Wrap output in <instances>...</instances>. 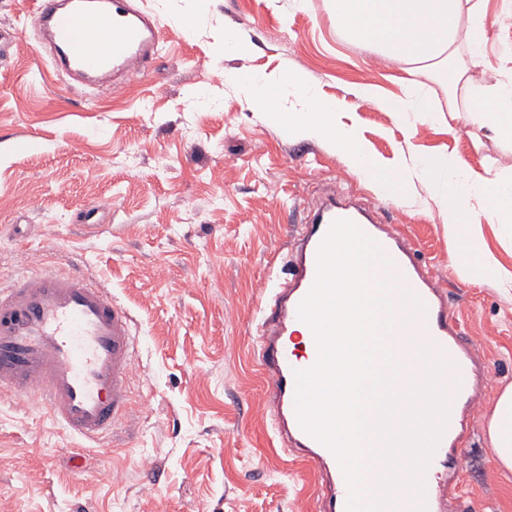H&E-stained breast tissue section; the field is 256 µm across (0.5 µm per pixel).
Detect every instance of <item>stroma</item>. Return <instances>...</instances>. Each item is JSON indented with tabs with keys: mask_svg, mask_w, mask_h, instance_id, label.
I'll use <instances>...</instances> for the list:
<instances>
[{
	"mask_svg": "<svg viewBox=\"0 0 512 512\" xmlns=\"http://www.w3.org/2000/svg\"><path fill=\"white\" fill-rule=\"evenodd\" d=\"M163 29L150 77L124 97L75 89L34 33L22 32L32 0H0V28L18 42L0 50V286L19 264L49 265L51 249L80 258L133 314L141 339L132 386L134 433L86 443L48 410L0 396V512H314L318 478L290 465L269 423L267 387L253 359L252 323L270 271L285 275L284 228L317 185L361 195L404 226L490 368L480 416L462 461L467 512H512L483 415L512 382V298L452 268L434 186L405 183L398 205L316 138H291L253 111L236 77L292 73L335 103L382 162L447 155L477 172L512 173V140L495 141L465 112H452L447 78L404 71L337 29L328 0H142ZM479 61L470 75L503 78L512 52V0H485ZM248 49L228 52L226 35ZM396 98L417 90L433 118L407 133L386 110L358 103L355 86ZM100 203V229L78 221ZM468 223L512 269V240L470 200Z\"/></svg>",
	"mask_w": 512,
	"mask_h": 512,
	"instance_id": "35a3bbf8",
	"label": "stroma"
}]
</instances>
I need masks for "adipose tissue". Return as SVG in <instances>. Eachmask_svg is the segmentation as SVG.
Segmentation results:
<instances>
[{
  "label": "adipose tissue",
  "instance_id": "obj_1",
  "mask_svg": "<svg viewBox=\"0 0 512 512\" xmlns=\"http://www.w3.org/2000/svg\"><path fill=\"white\" fill-rule=\"evenodd\" d=\"M338 28L374 44L382 58L448 74L466 92L465 110L493 140L512 139V78L493 83L455 65L458 41L477 52L485 36L482 0H331ZM487 435L504 478L512 477V384L493 398Z\"/></svg>",
  "mask_w": 512,
  "mask_h": 512
}]
</instances>
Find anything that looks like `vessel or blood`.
Here are the masks:
<instances>
[{"instance_id":"b4317fda","label":"vessel or blood","mask_w":512,"mask_h":512,"mask_svg":"<svg viewBox=\"0 0 512 512\" xmlns=\"http://www.w3.org/2000/svg\"><path fill=\"white\" fill-rule=\"evenodd\" d=\"M28 27L52 46V64L78 76L88 89L113 91L147 76L163 34L157 18L136 0H34ZM353 223L395 263V276L424 304L412 321L415 335L435 345L449 362L452 399L447 429L424 474L426 512H455L463 477L456 464L474 421V361L459 317L438 287L430 266L392 223H380L347 193L327 189L288 232V276L270 280L254 321L260 370L270 396L271 427L289 455L322 469L317 512H347L349 485L335 452L300 424L295 370L319 358L315 333L293 345L298 307L317 279L320 248L332 224ZM71 270L46 268L14 277L0 289V393L38 397L53 420L77 438L99 442L127 423L129 389L137 361L136 327L130 310L105 285L87 278L75 256Z\"/></svg>"}]
</instances>
